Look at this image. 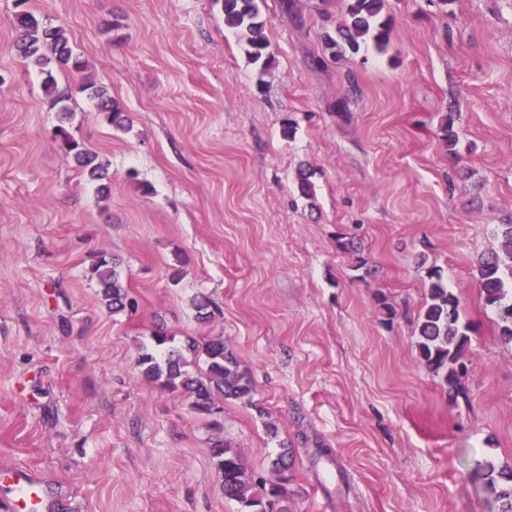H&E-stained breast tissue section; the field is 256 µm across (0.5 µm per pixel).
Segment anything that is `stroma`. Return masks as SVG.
I'll return each mask as SVG.
<instances>
[{
    "mask_svg": "<svg viewBox=\"0 0 512 512\" xmlns=\"http://www.w3.org/2000/svg\"><path fill=\"white\" fill-rule=\"evenodd\" d=\"M284 2L258 0L263 70L220 0H28L69 30L75 73L21 62L0 0V462L41 480L47 512H241L208 420L139 373L160 327L224 336L253 384L224 402V437L268 483L290 448L292 512L496 510L469 472L512 467V344L476 270L512 224V0H385L387 48L322 68L346 0ZM61 128L105 164L107 198ZM102 252L135 309L102 304ZM430 267L472 328L454 391L417 348ZM85 91H89V97L97 101L98 112H102L112 125H115L119 129H124V118L122 113L115 108L111 96L108 95V92L105 89L95 87L92 84H87L81 88V92Z\"/></svg>",
    "mask_w": 512,
    "mask_h": 512,
    "instance_id": "stroma-1",
    "label": "stroma"
}]
</instances>
